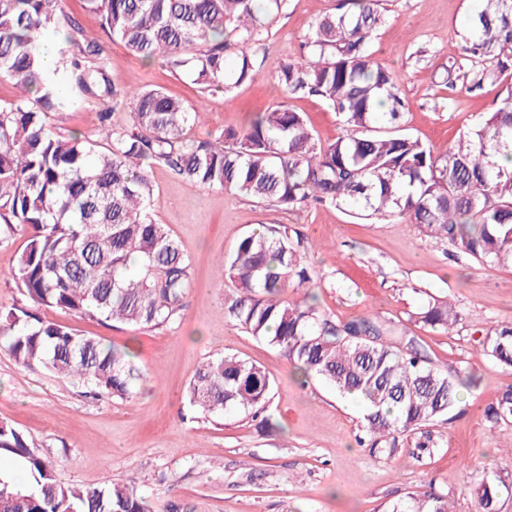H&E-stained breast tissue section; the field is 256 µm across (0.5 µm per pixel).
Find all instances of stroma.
Listing matches in <instances>:
<instances>
[{"instance_id":"35a3bbf8","label":"stroma","mask_w":512,"mask_h":512,"mask_svg":"<svg viewBox=\"0 0 512 512\" xmlns=\"http://www.w3.org/2000/svg\"><path fill=\"white\" fill-rule=\"evenodd\" d=\"M335 0H288L282 14L259 35L254 78L229 94H212L161 61L146 62L112 42L83 0H63L75 27L53 34L65 45L75 29L98 39L108 77L116 87L158 86L203 113L193 139H216L243 128L249 117L279 103L303 114L324 143L343 132L324 100L291 98L276 79L294 59L313 22ZM475 0H383L384 21L373 38L376 59L401 77L399 95L408 131L445 150L467 128L494 111L512 92L506 77L468 91L459 71L462 33ZM128 124L124 107L82 95L68 84L48 114L53 131L102 144L99 115ZM154 194L148 213L167 225L192 261L190 284L178 320L158 328L89 321L27 300L10 277L30 230L17 224L0 242V314L17 309L39 319L131 350L141 378L131 397H86L76 379L19 367L0 347V422L56 463L65 484L98 486L105 480L137 487L151 512H385L408 494L435 488L455 512H474L475 489L495 475L512 483V421L493 423L485 410L512 387V368L477 355L486 328L512 320V265L477 262L421 235L394 218L356 219L334 206L289 210L219 188L210 190L174 175L149 171ZM288 226L302 242L301 257L316 271L318 304L335 319L360 316L393 320L419 338L443 370L473 374L475 388L455 418L431 427V452L400 441L391 458L371 456L357 442L364 409L325 382H300L281 352L243 332L225 316L233 294L215 262L242 236L261 226ZM451 300L460 318L449 331L416 322L430 299ZM227 352L261 366L276 380L266 411L274 431L242 416L213 419L191 410L186 390L201 363Z\"/></svg>"}]
</instances>
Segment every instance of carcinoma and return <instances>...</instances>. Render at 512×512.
Segmentation results:
<instances>
[{"instance_id": "carcinoma-1", "label": "carcinoma", "mask_w": 512, "mask_h": 512, "mask_svg": "<svg viewBox=\"0 0 512 512\" xmlns=\"http://www.w3.org/2000/svg\"><path fill=\"white\" fill-rule=\"evenodd\" d=\"M62 0H0V78L23 96L0 106V219L32 229L11 273L38 305L101 322L139 328L175 322L189 283L191 259L164 224L147 213L153 184L145 164L162 163L200 186L221 188L289 208L346 206L377 221L402 217L423 235L489 264H512V96L443 152L405 132L399 74L377 62L374 31L383 22L378 0H337L300 41L302 52L279 67L290 97L315 96L336 112L344 134L324 144L303 116L285 104L258 112L242 132L196 140L187 127L200 112L160 88H115L96 41L74 42L44 69L35 43L50 28L73 27ZM101 27L146 61L160 58L203 89L228 94L252 79L258 36L287 0H86ZM470 12L463 61L482 69L468 89L498 82L512 70V0H479ZM72 77L85 94L117 100L130 123L119 129L100 114L107 143L63 137L46 125L59 100V80ZM300 243L288 227L245 234L219 260L235 295L225 317L276 348L302 382L317 377L365 407L369 452L392 458L399 438L449 420L460 376L435 367L420 340L384 321L362 316L341 322L322 312L314 279L300 263ZM302 291L288 301V288ZM13 312L0 315V343L24 368L76 377L96 397L127 398L139 378L128 354L93 336ZM433 330H449L458 313L435 300L417 313ZM483 355L512 367V321L490 326ZM275 381L232 354L203 362L187 401L208 417L258 418ZM512 420V390L486 411ZM21 458L30 488L0 475L3 512H151L136 487L107 481L96 487L60 482L48 458L0 423V455ZM503 478L482 482L477 512H497ZM387 512H454L448 496L425 492Z\"/></svg>"}]
</instances>
